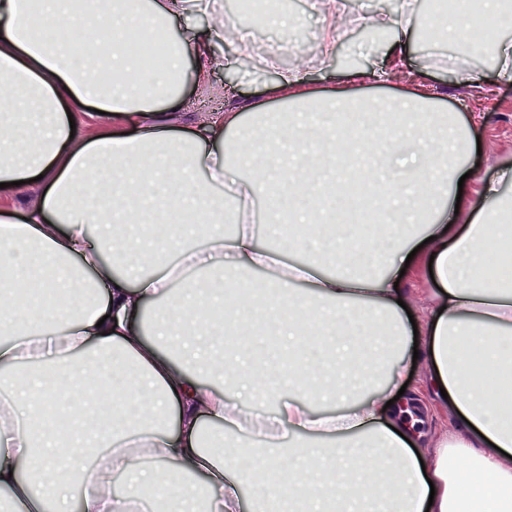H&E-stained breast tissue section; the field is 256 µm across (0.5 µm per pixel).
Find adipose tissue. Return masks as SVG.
<instances>
[{"mask_svg":"<svg viewBox=\"0 0 512 512\" xmlns=\"http://www.w3.org/2000/svg\"><path fill=\"white\" fill-rule=\"evenodd\" d=\"M329 22L318 58L328 64L349 24L385 37L387 59L371 79L394 81L414 29L413 4L398 16L349 17L341 0H319ZM194 14L207 24L170 45L164 73L127 52L116 33L155 36ZM54 21L83 36L81 52L48 40ZM251 44L224 21L222 0H0V183L40 178L36 207L0 210V512H291L269 473L296 460L308 482L306 512H350L369 503L363 491L373 462H393L382 512H512V278L490 279L488 255L512 245V201L477 207L461 201L449 213V180L465 174L467 146H449L441 100L370 95L351 104L343 91L308 88L307 63L281 68L264 62L276 80L269 97L244 107L187 101L181 84L233 69L219 55ZM109 74L107 83L94 77ZM201 113L195 126L174 130L175 113ZM364 118L376 137L375 155L388 171L380 216L394 227L398 264L374 276L327 273L346 237L336 215L319 201L337 155L363 150L336 136L338 113ZM98 117L92 138L71 134V123ZM270 205L267 239L254 232L246 202ZM194 223H182L184 214ZM457 220L455 232L446 221ZM311 231L314 261L295 293L282 224ZM232 232H225V225ZM431 264L437 305L424 322L422 355L429 386L454 421L450 439L421 453L402 412L390 404L413 356L405 306L415 296L397 284L400 263ZM258 271L260 282L239 300L235 274ZM323 345L319 385L291 376L298 400L280 401L268 434L291 428L290 448H254L214 437L202 446L205 423L244 427L240 404L254 392L273 398L276 375L261 371L266 340L301 362L308 336ZM480 353L497 387L479 386L469 365ZM358 397L340 416L325 417L303 398ZM82 393L81 412L60 393ZM108 411H100V399ZM342 433L340 448L318 436ZM99 449L93 466L80 465ZM68 452L78 463L60 468ZM261 458L266 476L242 470ZM129 482L112 491L114 476ZM257 493L244 504L240 486ZM80 487L78 499L68 498Z\"/></svg>","mask_w":512,"mask_h":512,"instance_id":"1","label":"adipose tissue"}]
</instances>
